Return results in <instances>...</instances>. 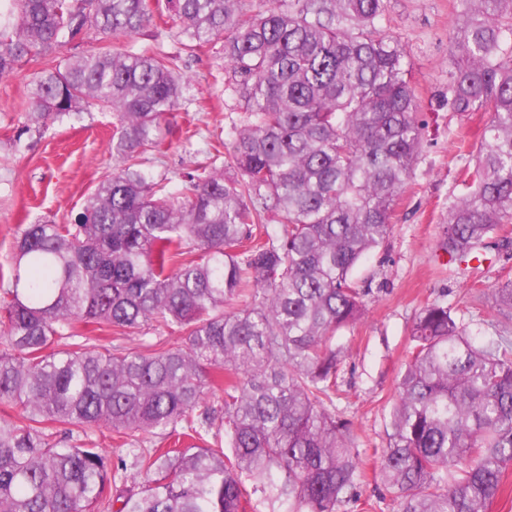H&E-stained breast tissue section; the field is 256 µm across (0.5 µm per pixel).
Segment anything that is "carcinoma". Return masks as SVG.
Segmentation results:
<instances>
[{
	"mask_svg": "<svg viewBox=\"0 0 512 512\" xmlns=\"http://www.w3.org/2000/svg\"><path fill=\"white\" fill-rule=\"evenodd\" d=\"M14 2L0 77L90 29L112 40L37 72L31 119L113 112L119 165L75 223L26 225L0 264V404L16 409L0 416V512H339L365 460L336 411V334L365 315L352 273L390 234L423 144L385 0H168L172 36L217 50L242 112L177 193L136 163L185 102L178 56L129 44L148 0ZM453 8L446 104L487 116L443 226L458 273L509 246L512 0ZM493 303L498 334L479 343L442 300L415 317L373 452L399 512H489L512 467V280ZM82 322L183 343L100 351ZM102 427L134 473L89 439Z\"/></svg>",
	"mask_w": 512,
	"mask_h": 512,
	"instance_id": "carcinoma-1",
	"label": "carcinoma"
}]
</instances>
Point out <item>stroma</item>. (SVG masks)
I'll use <instances>...</instances> for the list:
<instances>
[{
	"mask_svg": "<svg viewBox=\"0 0 512 512\" xmlns=\"http://www.w3.org/2000/svg\"><path fill=\"white\" fill-rule=\"evenodd\" d=\"M384 25L408 51L419 117L426 124L422 150L408 189L394 206L385 242L356 269L367 290L366 314L343 331L336 408L353 422L355 444L383 447L386 423L416 313L436 299L448 302L472 335H493L496 311L491 293L512 279V247L491 251L487 261L463 275L448 274L441 226L450 202L462 191L473 160L481 117L466 120L443 103L448 91L449 36L456 24L451 0H385ZM157 18L134 38L178 57L188 86L185 106L163 124V145L141 157L148 178L181 177L207 162L209 145L223 136L232 113L224 108V67L211 51L184 52L160 22L167 0H149ZM41 65L21 62L0 78V263L14 236L27 224L73 223L97 184L117 167L112 153L111 112L84 105L42 126L29 120L33 77Z\"/></svg>",
	"mask_w": 512,
	"mask_h": 512,
	"instance_id": "1",
	"label": "stroma"
}]
</instances>
